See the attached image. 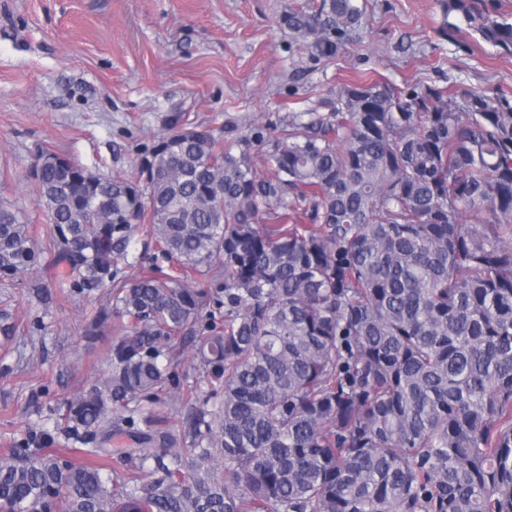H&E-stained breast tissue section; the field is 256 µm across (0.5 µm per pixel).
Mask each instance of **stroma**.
Segmentation results:
<instances>
[{"mask_svg":"<svg viewBox=\"0 0 512 512\" xmlns=\"http://www.w3.org/2000/svg\"><path fill=\"white\" fill-rule=\"evenodd\" d=\"M313 0H0V199L36 237L50 228L31 168L44 150L96 173L131 175L140 152L183 127L233 140L253 124L279 135L298 112L327 113L347 84L450 85L512 99V53L472 31L441 36L439 0H358L363 12L334 58L283 26ZM40 279L51 297L31 292ZM106 291L61 293L50 271L0 277V449L46 425L110 370L116 332L84 330ZM39 399H32V392Z\"/></svg>","mask_w":512,"mask_h":512,"instance_id":"1","label":"stroma"}]
</instances>
